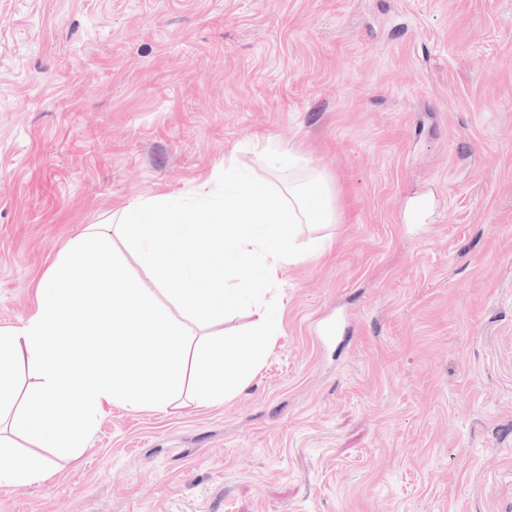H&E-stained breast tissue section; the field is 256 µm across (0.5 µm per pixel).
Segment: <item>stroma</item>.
Instances as JSON below:
<instances>
[{
  "label": "stroma",
  "mask_w": 512,
  "mask_h": 512,
  "mask_svg": "<svg viewBox=\"0 0 512 512\" xmlns=\"http://www.w3.org/2000/svg\"><path fill=\"white\" fill-rule=\"evenodd\" d=\"M228 161L337 211L255 377L106 407L0 512H512V0H0V328L88 225Z\"/></svg>",
  "instance_id": "obj_1"
}]
</instances>
